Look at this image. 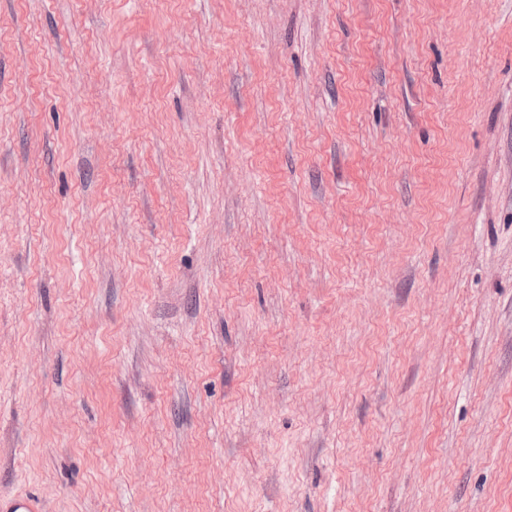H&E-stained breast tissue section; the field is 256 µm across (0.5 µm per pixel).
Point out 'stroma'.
<instances>
[{"mask_svg":"<svg viewBox=\"0 0 512 512\" xmlns=\"http://www.w3.org/2000/svg\"><path fill=\"white\" fill-rule=\"evenodd\" d=\"M512 512V0H0V494Z\"/></svg>","mask_w":512,"mask_h":512,"instance_id":"1","label":"stroma"}]
</instances>
